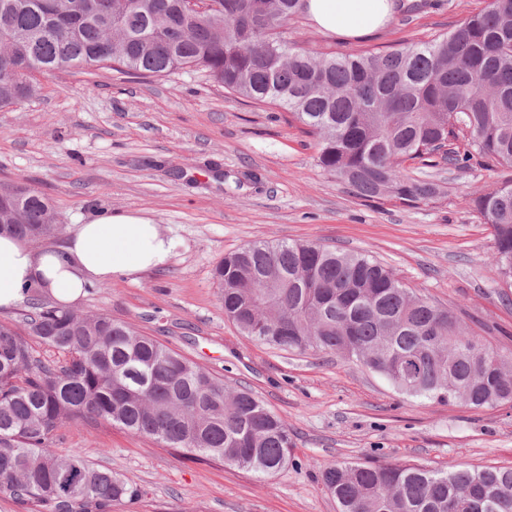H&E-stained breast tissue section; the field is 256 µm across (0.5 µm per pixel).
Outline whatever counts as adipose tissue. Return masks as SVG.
I'll return each mask as SVG.
<instances>
[{
    "label": "adipose tissue",
    "mask_w": 512,
    "mask_h": 512,
    "mask_svg": "<svg viewBox=\"0 0 512 512\" xmlns=\"http://www.w3.org/2000/svg\"><path fill=\"white\" fill-rule=\"evenodd\" d=\"M395 0H305L308 20L324 32L357 38L384 27L394 16ZM175 238L141 213L110 210L84 224L71 225L63 245L37 248L26 240L0 236V310L38 285L60 304L75 305L85 286L138 281L165 266Z\"/></svg>",
    "instance_id": "obj_1"
}]
</instances>
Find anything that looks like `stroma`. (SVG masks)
I'll return each instance as SVG.
<instances>
[{"label": "stroma", "mask_w": 512, "mask_h": 512, "mask_svg": "<svg viewBox=\"0 0 512 512\" xmlns=\"http://www.w3.org/2000/svg\"><path fill=\"white\" fill-rule=\"evenodd\" d=\"M484 5L426 0L360 39L326 34L303 16L288 31L324 52L387 51L448 32ZM28 80L35 95L0 108V182L47 197L62 226L107 209L139 211L177 241L167 266L98 285L79 309L132 323L226 386L250 390L292 440L287 465L258 474L112 423L63 424L52 448L119 471L139 489L113 512H338L322 483L334 462L512 467V403L472 409L412 397L342 355L258 342L225 317L213 279L225 255L259 240L367 254L510 354L512 283L495 272L494 231L472 200L512 180V168L410 162L407 175L442 185L445 197L417 205L362 199L322 171L315 138L288 110L253 104L202 72L103 68Z\"/></svg>", "instance_id": "obj_1"}]
</instances>
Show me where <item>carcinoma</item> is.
I'll use <instances>...</instances> for the list:
<instances>
[{
	"mask_svg": "<svg viewBox=\"0 0 512 512\" xmlns=\"http://www.w3.org/2000/svg\"><path fill=\"white\" fill-rule=\"evenodd\" d=\"M205 17L181 0H0V107L33 93L32 71L108 67L123 75L202 70L224 89L276 104L317 137V163L359 198L407 204L444 195L407 177V161L475 159L512 167V0H495L427 43L385 53H319L288 41L301 0H219ZM495 232V267L512 281V180L473 200ZM49 201L0 183V232L58 233ZM214 279L224 315L262 343L332 351L401 393L473 409L512 401V357L451 310L405 288L362 254L254 242L224 256ZM23 331L0 325V494L40 512H112L140 490L120 473L50 448L77 417L118 424L186 453L273 473L288 427L251 392L104 313L65 308L25 288ZM64 354L33 355L26 337ZM412 363L415 377L402 369ZM340 512H512V468L434 471L336 463L322 474Z\"/></svg>",
	"mask_w": 512,
	"mask_h": 512,
	"instance_id": "obj_1",
	"label": "carcinoma"
}]
</instances>
